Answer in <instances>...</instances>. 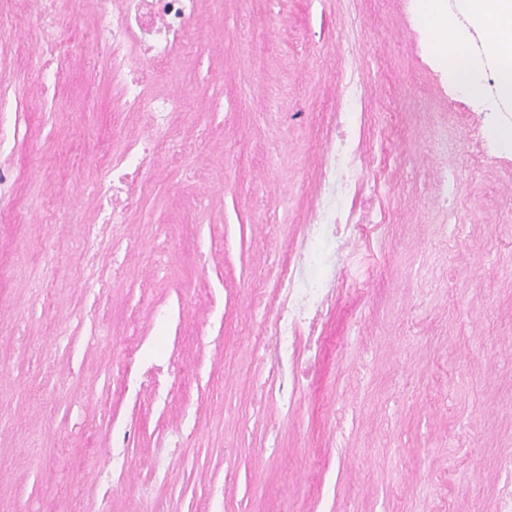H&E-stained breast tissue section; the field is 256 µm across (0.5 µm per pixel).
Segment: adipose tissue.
Instances as JSON below:
<instances>
[{"label": "adipose tissue", "instance_id": "adipose-tissue-1", "mask_svg": "<svg viewBox=\"0 0 512 512\" xmlns=\"http://www.w3.org/2000/svg\"><path fill=\"white\" fill-rule=\"evenodd\" d=\"M420 12L432 33V47L444 63L450 81L471 98L485 95L484 73L496 75L497 100L512 105V0H419ZM472 28L480 49L461 44L449 53L448 43L459 41Z\"/></svg>", "mask_w": 512, "mask_h": 512}]
</instances>
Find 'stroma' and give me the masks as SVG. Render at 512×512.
Wrapping results in <instances>:
<instances>
[{
    "label": "stroma",
    "instance_id": "obj_1",
    "mask_svg": "<svg viewBox=\"0 0 512 512\" xmlns=\"http://www.w3.org/2000/svg\"><path fill=\"white\" fill-rule=\"evenodd\" d=\"M73 28L99 23L90 0H70ZM72 43L69 72L43 58L11 59L9 96L42 102L22 125L0 112L5 190L26 214L0 223V512H489L512 451V152L485 149L465 167L468 130L487 102L448 80L417 0H224L191 24L197 53L152 75L188 94L194 126L181 161L147 162L143 199L106 234L98 299L84 268L81 225L98 147L126 131L112 110L107 59ZM362 64L372 112L396 113L366 138L397 186L379 184L393 234L365 252L369 295L338 301L324 321L315 376L295 410L260 396L247 291L295 243L310 216L331 113L344 111L338 75ZM452 111L446 141L427 117ZM442 164L464 183L448 195L467 230L435 252L421 234L441 216L419 179ZM51 241L45 261L42 241ZM175 367L172 398L122 391L127 340ZM474 442L458 465L449 432ZM123 449L124 473L112 470ZM451 486H443V479Z\"/></svg>",
    "mask_w": 512,
    "mask_h": 512
}]
</instances>
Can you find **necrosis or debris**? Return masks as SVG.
<instances>
[{
  "mask_svg": "<svg viewBox=\"0 0 512 512\" xmlns=\"http://www.w3.org/2000/svg\"><path fill=\"white\" fill-rule=\"evenodd\" d=\"M202 0H96L101 17L90 36L108 57V81L114 94L113 110L126 116H140L143 127L128 132L119 146H105L97 153L95 180L107 208L101 222L84 225L86 268L93 283L104 284L96 268L107 226L125 223L130 209L144 194L140 177L144 164L156 157L175 158L187 150L185 142L172 133L175 121L192 120L184 97L157 94L150 90L148 69L163 67L176 57L192 53L195 46L187 32L200 11ZM67 0H38L28 26L36 30V45L45 60L64 69L66 47L53 33L70 24ZM139 52L146 65L132 69L128 61ZM348 74L340 78V96L351 107L345 120L331 121L322 149L316 177L318 204L303 228L298 246L289 248L272 273L270 289H261L250 300L260 313L264 334L255 347L266 378L256 379L262 392L278 396L283 411H292L310 384L324 341L325 315L353 286L368 282L373 271H355L352 249L370 237L385 238L390 222L378 211L367 173L374 163L364 140L363 127L373 122L367 107L366 84L356 60H348ZM323 274L311 276L312 265ZM140 342L127 344L122 359L125 391L140 394L151 385L157 398L169 396L162 365L155 364L143 374L134 365L142 359Z\"/></svg>",
  "mask_w": 512,
  "mask_h": 512,
  "instance_id": "1",
  "label": "necrosis or debris"
}]
</instances>
